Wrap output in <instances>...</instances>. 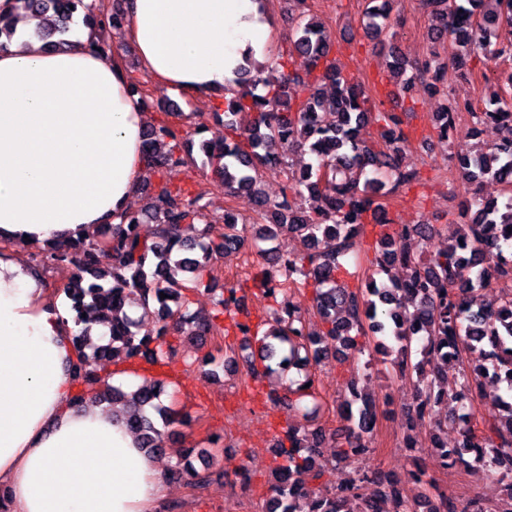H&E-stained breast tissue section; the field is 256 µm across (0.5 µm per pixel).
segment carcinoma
Masks as SVG:
<instances>
[{"mask_svg": "<svg viewBox=\"0 0 512 512\" xmlns=\"http://www.w3.org/2000/svg\"><path fill=\"white\" fill-rule=\"evenodd\" d=\"M392 0H365L363 30L383 36L395 26ZM431 9L432 40L453 39L468 54L487 59L505 55L512 46V0H467V5L448 7V0H423ZM35 21L30 36L47 49L66 43L74 26H112L122 30L126 22L121 8L109 12L103 3L88 0H14L13 12L0 13V49L17 41L18 17ZM288 56L307 61L305 74L283 72L267 82V91L256 93V80L246 69L238 78V97L224 107L219 122L224 128L216 140H203L200 150L218 160L211 184L234 195H251L268 223L255 232L257 272L253 286L270 298L286 285L313 290V309L323 324L307 328L293 305L271 308L267 328L257 338L263 374L279 377L288 369L305 372L288 381L287 393L272 389L268 400L287 409L283 436L274 453L283 458L270 488L265 512H385L382 503L392 500L394 512H413L398 481L373 469H357L340 487L322 485L320 449L325 432L308 428L319 411L318 392L312 368L319 365L328 347L339 344L355 349L353 335L371 330L382 355L394 356L399 375H416L415 412L433 402L450 400L462 410L456 446L441 439L445 426H433L432 441L438 448L437 465L446 468L468 465L465 456L485 467L503 493L504 508L512 512V76L484 101L485 109L473 112L475 123H495L505 132L492 146L479 145L458 162L456 171L465 184L459 204L464 223L455 238L436 250L431 224H398L389 216L384 198L408 191L419 181L415 171L400 165L408 147L403 114L381 109L365 88L348 80L331 57V39L325 27L300 9L288 37ZM434 59L410 61L394 55L392 72L411 73L408 90L430 92ZM461 104L449 102L436 113L434 130L449 138ZM371 122L381 128L380 139L369 143L358 137ZM146 156L152 163L144 182L150 188L149 207L125 216L119 224H103L89 242L37 247L29 262L41 274L58 264L73 266L74 273L63 291L71 301L75 323L83 325L73 338L76 359L71 373L82 391L100 403L128 406L125 424L136 432L151 455L164 451L162 422L168 427L187 425L172 407L162 401V384L156 380L132 392L101 379L109 359L143 361L164 367L179 353L168 340L171 330L196 340L221 330L248 336L251 328L239 320L244 314L242 288L226 285L213 302L210 313H183L185 291L198 288L208 265L240 249L246 238L238 220H206L205 194H193L164 181L170 167L193 162L194 144L166 122L150 124L143 132ZM308 151L311 161L299 170L290 155ZM270 171L282 180L285 201L272 203L260 189L261 177ZM492 177L505 187L502 199L481 196L473 184ZM316 195L317 204L304 203L303 191ZM377 228L371 266L379 278L370 277L361 288H352L346 278L356 276L344 264L355 253L364 226ZM297 240L302 251L283 259L275 249L281 235ZM417 237L423 248L413 253L403 245ZM112 252V267H98V240ZM501 284L496 306L477 302L478 293ZM166 298H160V294ZM144 312L154 311V330L139 335L137 323L123 312L130 300ZM107 312V343L90 345L89 327L95 315ZM465 352L476 354L460 379L448 381L442 361L461 360ZM497 386L492 405L495 414L483 421L477 432L468 425L471 410L484 399L483 386ZM344 425L332 433L336 459L351 462L372 453L370 438L376 421L375 403L353 383L341 413ZM173 478H187L205 485L209 473L199 471L190 456L170 471ZM366 484L380 487L373 497L361 490ZM426 512H488L478 500L459 509L444 494Z\"/></svg>", "mask_w": 512, "mask_h": 512, "instance_id": "obj_1", "label": "carcinoma"}]
</instances>
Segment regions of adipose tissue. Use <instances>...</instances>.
<instances>
[{
	"mask_svg": "<svg viewBox=\"0 0 512 512\" xmlns=\"http://www.w3.org/2000/svg\"><path fill=\"white\" fill-rule=\"evenodd\" d=\"M123 37L143 70L217 104L239 68L270 61L266 0H127ZM150 119L120 55L86 35L0 51V507L5 512H153L171 492L157 460L111 411L76 403L71 303L18 247L87 239L121 223L147 175Z\"/></svg>",
	"mask_w": 512,
	"mask_h": 512,
	"instance_id": "adipose-tissue-1",
	"label": "adipose tissue"
}]
</instances>
